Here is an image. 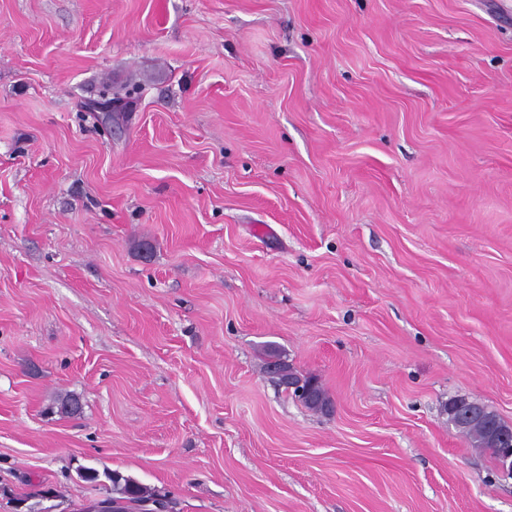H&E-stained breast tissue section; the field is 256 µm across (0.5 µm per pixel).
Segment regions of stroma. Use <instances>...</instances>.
I'll return each instance as SVG.
<instances>
[{"label": "stroma", "mask_w": 512, "mask_h": 512, "mask_svg": "<svg viewBox=\"0 0 512 512\" xmlns=\"http://www.w3.org/2000/svg\"><path fill=\"white\" fill-rule=\"evenodd\" d=\"M459 398L512 423L504 0H0V512H512ZM277 364H283L285 366H288V364H286V363H271L270 361H268L267 362V372L269 374H271V372H270L271 366L277 365ZM296 375H300V374H298L297 371L292 366L289 365L288 366V374L282 373V375H281L282 382H283V385L288 386V391H292V390L297 391V395L299 397L298 399L300 402H302V404L307 401L311 402L314 398V391H315V401L313 403L305 404V406L307 408L318 412V411H321V410L317 409L318 403H322V404L332 403V400H331L330 396L328 395V393L326 392V390L324 389V387L321 384H319L318 381L314 377H311L309 379L305 378L304 380L303 379L298 380L295 377ZM304 381H306V382L314 381L316 383V388H315L314 383H305ZM103 476L112 483V504L120 501H135L157 503L158 495L152 489L139 484L129 477H125L117 471H104Z\"/></svg>", "instance_id": "35a3bbf8"}]
</instances>
